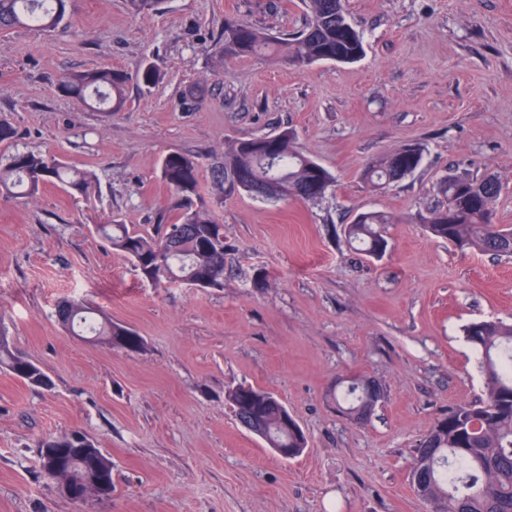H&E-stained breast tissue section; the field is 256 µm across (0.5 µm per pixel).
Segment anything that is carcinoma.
Wrapping results in <instances>:
<instances>
[{"label":"carcinoma","instance_id":"1","mask_svg":"<svg viewBox=\"0 0 512 512\" xmlns=\"http://www.w3.org/2000/svg\"><path fill=\"white\" fill-rule=\"evenodd\" d=\"M133 15L160 10L164 0H126ZM306 26L292 34L274 36L248 22L232 20L224 25V54L255 56L268 51L288 64L306 67L332 61L352 64L365 53L362 34L346 19L345 0H304ZM66 0H0V30L38 27L53 32L65 15ZM128 76L114 69L74 71L58 83L60 92L84 106L107 115L126 106ZM292 128L275 134L238 140L224 151V162L213 169L222 186L235 185L270 201L298 199L316 201L334 183L333 175L320 163L296 149ZM423 160L418 143L403 144L371 162L362 174L374 190H383L413 174ZM200 163L197 157L169 153L160 164L162 180L184 201L183 213L157 235L145 237L124 224H101L98 230L112 248L123 253L145 279L153 283L201 282L209 288L224 287V225L210 210L195 209ZM93 175L64 165L58 159L35 152H18L0 164V192L31 197L48 184H61L82 193ZM441 205L419 215L434 237L465 251L474 250L496 258L512 257V228L494 223V205L501 193L492 176L474 179L458 174L440 186ZM398 219L386 211H367L363 218L345 225L347 241L361 254L380 258L386 251V225ZM58 317L85 336L110 346L135 351L142 338L134 330L111 319L95 317L78 301H64ZM475 349L484 377V394L478 400L458 405L437 418L422 438L411 468L423 486L420 498L431 512H512V324L477 321L464 329ZM0 367L30 386L49 390L52 382L42 369L11 348L0 331ZM381 398L372 381L349 378L336 384V409L356 423L368 420ZM235 417L245 426L262 424L263 440L271 448H305L306 436L293 418L283 424L287 408L266 390L239 386L227 393ZM94 448L96 442L82 431L41 440L39 448ZM41 469L48 476L56 470L80 471L90 461L74 453L51 459L40 455Z\"/></svg>","mask_w":512,"mask_h":512}]
</instances>
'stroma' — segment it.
<instances>
[{
	"label": "stroma",
	"instance_id": "35a3bbf8",
	"mask_svg": "<svg viewBox=\"0 0 512 512\" xmlns=\"http://www.w3.org/2000/svg\"><path fill=\"white\" fill-rule=\"evenodd\" d=\"M346 7L364 57L304 68L225 58L220 38L230 19L300 30L302 0H165L146 18L125 0H68L58 31H0V118L16 130L0 161L35 151L95 177L84 195L0 194V326L52 381L36 389L0 369V512H427L410 484L416 448L440 414L482 395L463 329L512 322V259L457 250L414 216L461 172L499 180L494 221L512 227V0ZM92 67L128 75L122 112L58 91ZM288 126L334 175L326 197L225 195L211 174L225 147ZM414 142L412 175L380 193L363 181L368 163ZM173 151L198 157L193 203L224 226L223 287L152 284L97 231L176 218L159 171ZM368 210L402 217L380 259L343 234ZM66 300L133 329L141 348L72 335L57 316ZM346 377L382 391L364 423L330 400ZM241 384L278 396L307 438L300 456L236 420L225 393ZM74 430L111 460V498L79 505L43 477L39 440Z\"/></svg>",
	"mask_w": 512,
	"mask_h": 512
}]
</instances>
